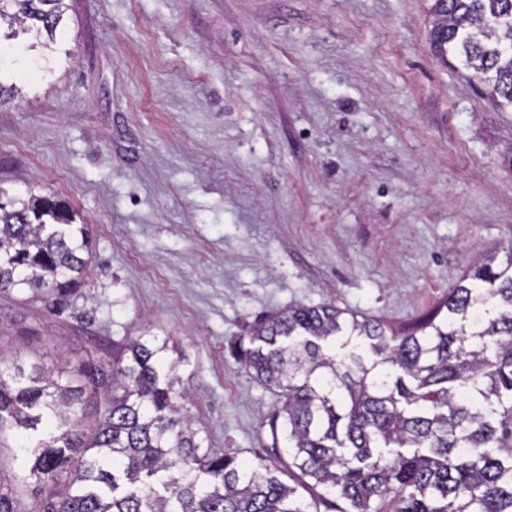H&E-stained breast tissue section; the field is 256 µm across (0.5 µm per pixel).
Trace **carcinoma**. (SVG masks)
<instances>
[{"label": "carcinoma", "instance_id": "cac0c4a2", "mask_svg": "<svg viewBox=\"0 0 512 512\" xmlns=\"http://www.w3.org/2000/svg\"><path fill=\"white\" fill-rule=\"evenodd\" d=\"M66 0H0L9 49L0 66L50 48ZM429 39L512 108V0H433ZM89 229L65 204L32 192L0 201V291L31 290L62 308L87 272ZM240 363L281 406L285 484L200 437L183 413L178 361L155 336L131 338L108 362L14 364L0 372V432L23 439L0 461V512H512V244L407 327L332 305L300 306L256 324Z\"/></svg>", "mask_w": 512, "mask_h": 512}]
</instances>
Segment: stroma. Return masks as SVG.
<instances>
[{"mask_svg":"<svg viewBox=\"0 0 512 512\" xmlns=\"http://www.w3.org/2000/svg\"><path fill=\"white\" fill-rule=\"evenodd\" d=\"M45 76L0 77V188L91 233L60 312L0 292V367L148 334L212 447L277 466V394L230 351L334 305L397 329L512 240V110L429 41L431 0H68Z\"/></svg>","mask_w":512,"mask_h":512,"instance_id":"obj_1","label":"stroma"}]
</instances>
